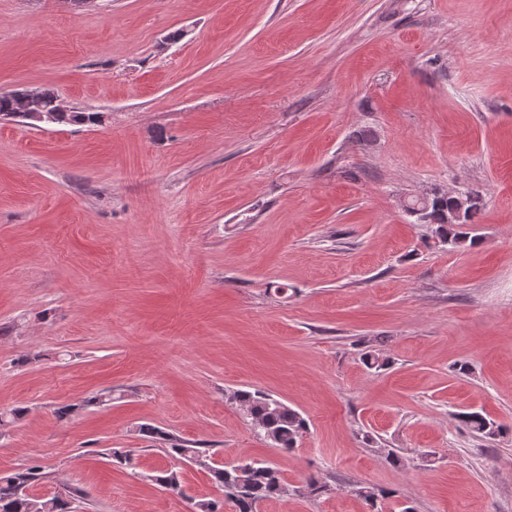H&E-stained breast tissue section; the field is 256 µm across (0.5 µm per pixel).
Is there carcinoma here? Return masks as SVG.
Masks as SVG:
<instances>
[{"instance_id":"obj_1","label":"carcinoma","mask_w":512,"mask_h":512,"mask_svg":"<svg viewBox=\"0 0 512 512\" xmlns=\"http://www.w3.org/2000/svg\"><path fill=\"white\" fill-rule=\"evenodd\" d=\"M23 92L0 94V115L30 119V113L17 112L14 100ZM57 124L93 125L102 122L101 113L71 111L60 112ZM463 219L448 223V210L456 199L431 195L422 202L413 199L406 212L414 222L426 227L432 246L456 250L473 246L476 238L470 235V226L477 223V216L484 207L482 193L468 189L462 194ZM233 402L245 408L246 416L256 434L276 448L289 451L297 439L307 430V420L296 410L260 390L240 389L233 392ZM463 422L474 433L484 438H494L499 429L482 414L469 412L462 415ZM140 436L149 440H162L169 444V453L178 461L205 463L211 459L198 444L167 434L151 424L137 427ZM212 481L224 490V500L231 503L233 512H256L259 502L286 492L280 471L266 460H252L235 465H211L208 470ZM42 479L41 468L30 467L22 471L0 476V512H76V498L55 495L37 501L26 490ZM155 482L172 492H180V474L171 469L156 476Z\"/></svg>"}]
</instances>
